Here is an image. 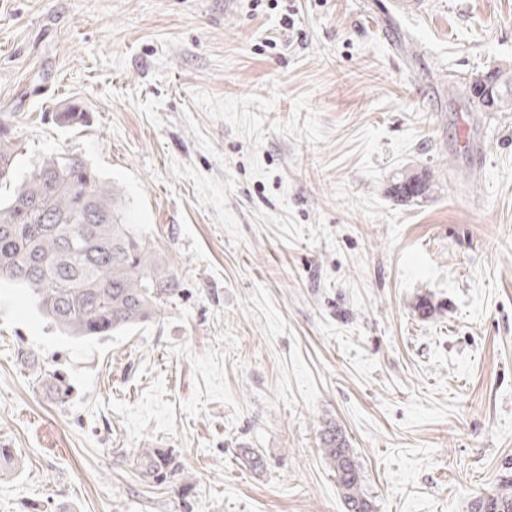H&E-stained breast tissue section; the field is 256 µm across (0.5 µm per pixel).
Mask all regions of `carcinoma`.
I'll return each instance as SVG.
<instances>
[{"label": "carcinoma", "mask_w": 512, "mask_h": 512, "mask_svg": "<svg viewBox=\"0 0 512 512\" xmlns=\"http://www.w3.org/2000/svg\"><path fill=\"white\" fill-rule=\"evenodd\" d=\"M489 112L512 109V70L499 68L469 85ZM18 146L0 138V183L14 176ZM394 194L420 200L426 176L400 174ZM0 282L28 290L37 311L62 333L102 338L155 318L173 298V274L135 225L125 222L123 201L112 183L71 152L45 156L7 196L0 198ZM322 456L336 477L345 512H375L365 473L336 425L321 433ZM134 465L156 482L180 474L177 457L160 448H139ZM468 512H512V478L471 501Z\"/></svg>", "instance_id": "1"}]
</instances>
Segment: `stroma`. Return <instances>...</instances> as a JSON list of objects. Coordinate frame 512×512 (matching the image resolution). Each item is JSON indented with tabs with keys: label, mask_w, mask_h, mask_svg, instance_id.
I'll list each match as a JSON object with an SVG mask.
<instances>
[{
	"label": "stroma",
	"mask_w": 512,
	"mask_h": 512,
	"mask_svg": "<svg viewBox=\"0 0 512 512\" xmlns=\"http://www.w3.org/2000/svg\"><path fill=\"white\" fill-rule=\"evenodd\" d=\"M272 1L0 0L18 174L81 153L176 281L83 341L0 283V512H344L330 422L377 512L512 473V112L468 92L512 67V0ZM139 448L182 474L141 480ZM393 191L397 197L406 201L420 200L430 191V181L426 176L400 174L394 179Z\"/></svg>",
	"instance_id": "35a3bbf8"
}]
</instances>
